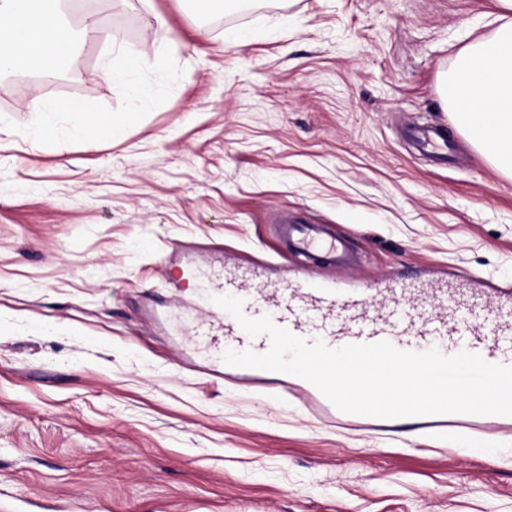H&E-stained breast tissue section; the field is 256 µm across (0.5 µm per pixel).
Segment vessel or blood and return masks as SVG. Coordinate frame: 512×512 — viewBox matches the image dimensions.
<instances>
[{
	"instance_id": "vessel-or-blood-1",
	"label": "vessel or blood",
	"mask_w": 512,
	"mask_h": 512,
	"mask_svg": "<svg viewBox=\"0 0 512 512\" xmlns=\"http://www.w3.org/2000/svg\"><path fill=\"white\" fill-rule=\"evenodd\" d=\"M419 140L437 157L443 156L448 145L442 127L421 129ZM286 234L297 252L330 261L344 257L343 239L318 227L292 225ZM247 280L243 273H225L211 293L239 297L247 317L271 316L292 334L322 340L331 348L386 340L402 350L433 346L447 356L466 350L491 363L512 365V302L485 310L483 293L477 288L395 283L381 288H340L313 278L278 288H250ZM209 314L210 326L223 329L232 349L258 353L269 349L268 336L250 337L217 305H210Z\"/></svg>"
}]
</instances>
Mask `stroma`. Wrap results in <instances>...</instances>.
<instances>
[{"label":"stroma","instance_id":"obj_1","mask_svg":"<svg viewBox=\"0 0 512 512\" xmlns=\"http://www.w3.org/2000/svg\"><path fill=\"white\" fill-rule=\"evenodd\" d=\"M495 0H69L183 75L124 139L44 146L0 126V503L15 512H512V422L365 430L196 326L237 268L342 288H481L512 301V177L454 127L441 81ZM111 53L0 76V116L110 108ZM448 132L446 163L406 138ZM348 239L350 268L281 245L282 211Z\"/></svg>","mask_w":512,"mask_h":512}]
</instances>
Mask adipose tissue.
<instances>
[{
	"label": "adipose tissue",
	"mask_w": 512,
	"mask_h": 512,
	"mask_svg": "<svg viewBox=\"0 0 512 512\" xmlns=\"http://www.w3.org/2000/svg\"><path fill=\"white\" fill-rule=\"evenodd\" d=\"M497 5L493 36L459 51L446 78L444 103L479 152L512 176V0Z\"/></svg>",
	"instance_id": "obj_1"
}]
</instances>
